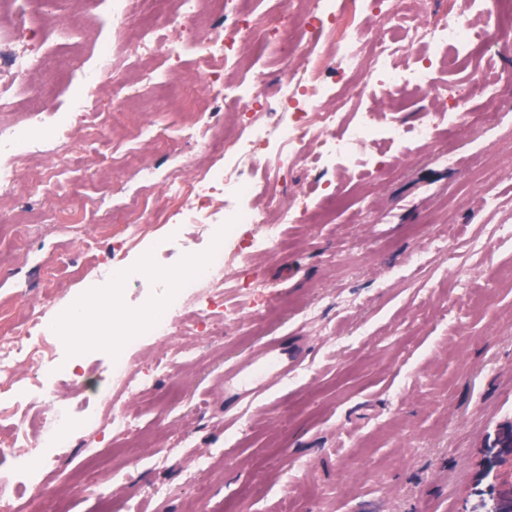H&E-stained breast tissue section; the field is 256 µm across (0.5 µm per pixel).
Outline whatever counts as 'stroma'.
I'll return each instance as SVG.
<instances>
[{
	"instance_id": "stroma-1",
	"label": "stroma",
	"mask_w": 512,
	"mask_h": 512,
	"mask_svg": "<svg viewBox=\"0 0 512 512\" xmlns=\"http://www.w3.org/2000/svg\"><path fill=\"white\" fill-rule=\"evenodd\" d=\"M98 14L87 0H30V47L52 65L18 79L1 124H23L33 87L51 86L50 108H67L75 88L66 73L110 35ZM192 61L184 53L165 83L123 97L132 128L167 132L140 139L124 169L113 167L115 138L101 126L76 124L68 140L33 148L20 185L0 198V329L34 309L63 320L68 302L105 287L102 267L145 256L150 273L125 285L116 307L92 313L132 318L165 303L190 262L235 248L194 224L150 223L169 205V177L192 172L197 156L180 133L196 102L167 104L171 86L196 80ZM459 71L498 78L492 115L476 102L471 118L432 142L375 147L378 164L363 182L331 167L320 188L305 165L290 167L273 192L301 223L287 225L274 251L229 269L251 311L205 325L201 298L188 299L169 335L126 348L130 370L144 373L189 341L194 365L125 397L110 372L111 343L80 351L58 334L44 345L38 386L31 370L16 369L20 404L0 412V435L38 421L48 397L68 409L58 424L65 450L46 475L59 512H101L105 498L112 512H466L482 452L512 422V243L497 233L512 225V51L488 46ZM49 169L62 187L47 199L34 184ZM86 185L93 224L84 221ZM326 190L343 205L324 222ZM144 195V230L125 243L112 215ZM440 240L447 254L436 252ZM419 253L428 267L415 281L396 279ZM274 336L306 339L298 378L225 419V365ZM123 408L133 430L106 429ZM203 454L211 462L200 472ZM157 485L164 498L152 496Z\"/></svg>"
}]
</instances>
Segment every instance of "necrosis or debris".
<instances>
[{"label": "necrosis or debris", "instance_id": "necrosis-or-debris-1", "mask_svg": "<svg viewBox=\"0 0 512 512\" xmlns=\"http://www.w3.org/2000/svg\"><path fill=\"white\" fill-rule=\"evenodd\" d=\"M171 1L175 9L168 14L165 26L148 25L138 44L121 52L115 38L126 26L128 0H102L114 39L97 45L93 53L97 66L92 72L71 75L77 87L73 109L57 113L49 139L68 138L76 117H92L108 126L120 123L121 107H106L98 85L115 75L118 64L131 65L143 56L155 58L158 69H165L180 45L193 42L187 23L196 15L199 0ZM237 2L224 0L222 4L224 14L234 18L232 26L214 24L197 43L195 65L205 78L206 92L188 84L175 89L176 94L201 102L206 116L201 126L184 130V137L199 151L219 153L224 169L219 173L201 170L189 180L175 177L174 203L171 209L155 213V223L165 224L176 216L181 223L198 224L218 198L250 194L248 176L260 157L273 155L282 170L298 159L314 168L335 162L362 175L376 163L374 156H361L367 145L397 146L411 135L421 142L431 140L440 125L466 119L473 99H482L489 106L497 101L494 84L487 78L475 77L463 84L437 81L451 59L469 57L475 49L502 38L500 17L488 0H449L448 8L439 12L421 9L420 0H359L369 18L365 25L345 22L335 0H313L314 6L301 26L286 33L279 48L284 59L302 53L304 67L290 72L272 95L265 91L263 71L248 70L233 100L242 121L234 134L220 136L208 117L223 95L221 73L239 65L242 45L262 42L264 35L251 16L239 15ZM332 47L340 51L339 67L334 71L327 65ZM420 92L432 93L442 103L432 120L412 130L378 118L379 98L397 102ZM32 141L26 130L0 127L1 190H13L20 181ZM299 218L295 209L273 201L265 211L225 212L224 232L243 231L254 250L267 251L279 240L283 225L296 223ZM229 262L228 256L217 253L205 262L201 272L182 276L171 295L172 309H179L185 295L200 287L207 289L209 304H225ZM49 332L48 322L40 314L14 327L9 340H0V375L6 377L19 366L34 364L32 341ZM62 417L60 409L48 412L42 421L44 439L27 440L21 448L12 440L0 444L1 453L22 456L13 481L33 496H50L42 447H61L52 430Z\"/></svg>", "mask_w": 512, "mask_h": 512}]
</instances>
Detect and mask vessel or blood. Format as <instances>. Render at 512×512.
Instances as JSON below:
<instances>
[{"label":"vessel or blood","mask_w":512,"mask_h":512,"mask_svg":"<svg viewBox=\"0 0 512 512\" xmlns=\"http://www.w3.org/2000/svg\"><path fill=\"white\" fill-rule=\"evenodd\" d=\"M307 356L302 339H274L246 360L224 370V411L283 381Z\"/></svg>","instance_id":"vessel-or-blood-1"}]
</instances>
